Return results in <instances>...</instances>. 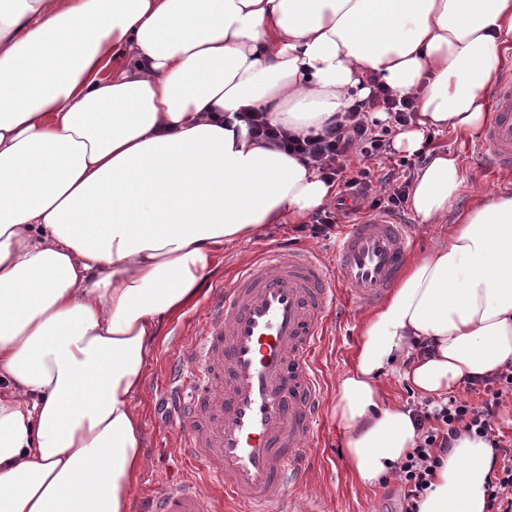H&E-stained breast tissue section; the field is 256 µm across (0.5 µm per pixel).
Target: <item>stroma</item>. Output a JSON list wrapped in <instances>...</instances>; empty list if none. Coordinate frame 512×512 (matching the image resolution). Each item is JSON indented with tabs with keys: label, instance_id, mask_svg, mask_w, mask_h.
<instances>
[{
	"label": "stroma",
	"instance_id": "obj_1",
	"mask_svg": "<svg viewBox=\"0 0 512 512\" xmlns=\"http://www.w3.org/2000/svg\"><path fill=\"white\" fill-rule=\"evenodd\" d=\"M431 139L434 148L456 156L463 170L464 183L454 211H463L486 196L512 195V172H500L490 167L488 151L481 144V134L469 136L448 128L432 134ZM400 160V154L390 148L374 158L356 155L346 174L352 177L364 169L378 181L392 171L412 179L421 165L420 159L411 158L405 166ZM348 222V216L339 212L333 227L325 231L309 218L300 224L274 225L252 240L225 245L223 256L217 259L202 281L195 303L180 317L164 321L143 390L137 398L143 411L145 465L132 491V512H142L151 496L194 477L179 448L175 417L167 402L166 391L178 345L191 342L200 335L201 316L213 289L229 284L240 265L254 260L264 250L282 244L305 246L316 251L322 259L331 260L336 239ZM365 313V308L355 305L342 303L337 308L336 321L330 324L325 344L317 357L327 397H334L338 376L353 366ZM290 494L297 498L317 497L321 512H398L401 497L396 480L363 486L351 478L345 453V433L330 413L325 416L324 430L316 447L309 450L303 481L292 487Z\"/></svg>",
	"mask_w": 512,
	"mask_h": 512
}]
</instances>
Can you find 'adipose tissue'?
Returning <instances> with one entry per match:
<instances>
[{"instance_id":"1","label":"adipose tissue","mask_w":512,"mask_h":512,"mask_svg":"<svg viewBox=\"0 0 512 512\" xmlns=\"http://www.w3.org/2000/svg\"><path fill=\"white\" fill-rule=\"evenodd\" d=\"M510 35L512 0H0V512H131L163 321L225 244L335 196L244 114L305 134L374 84L415 95L393 148L424 153L408 204L437 224L464 178L426 134L484 125ZM399 357L437 397L512 361V196L466 210L367 315L332 405L364 484L416 446L380 385ZM492 456L462 437L419 512H487Z\"/></svg>"}]
</instances>
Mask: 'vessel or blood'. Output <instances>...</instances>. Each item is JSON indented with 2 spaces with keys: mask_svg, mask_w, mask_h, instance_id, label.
Wrapping results in <instances>:
<instances>
[{
  "mask_svg": "<svg viewBox=\"0 0 512 512\" xmlns=\"http://www.w3.org/2000/svg\"><path fill=\"white\" fill-rule=\"evenodd\" d=\"M482 142L497 167L512 168V73L495 90ZM413 245L410 225L366 213L337 240L333 262L288 245L238 268L172 376L179 446L210 490L181 485L145 512H310L284 502L322 426L316 356L326 323L340 289L381 300Z\"/></svg>",
  "mask_w": 512,
  "mask_h": 512,
  "instance_id": "b4317fda",
  "label": "vessel or blood"
}]
</instances>
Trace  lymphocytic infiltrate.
Segmentation results:
<instances>
[{
    "instance_id": "lymphocytic-infiltrate-1",
    "label": "lymphocytic infiltrate",
    "mask_w": 512,
    "mask_h": 512,
    "mask_svg": "<svg viewBox=\"0 0 512 512\" xmlns=\"http://www.w3.org/2000/svg\"><path fill=\"white\" fill-rule=\"evenodd\" d=\"M386 112L390 121L405 126L413 120L415 104L409 98H397L384 88H377L365 101L351 106L337 116L334 124L320 131L296 135L280 126H273L265 117H248L251 136L272 143L285 152L310 160L328 179H336L347 169L352 155L366 158L380 155L385 149L382 133L375 131L366 119L367 112ZM347 192L356 194L369 209L396 213L406 197L405 184L394 185L390 194H378L367 171H359L345 179ZM484 397L473 400L475 389ZM468 392L443 401L424 400L413 409L419 441L401 463L398 483L403 490L400 512H418L421 495L432 483L433 475L444 456L462 437H478L493 450V476L485 491L487 512H512V440L497 423L499 410L506 397H512V363L502 366L482 385L468 383Z\"/></svg>"
}]
</instances>
